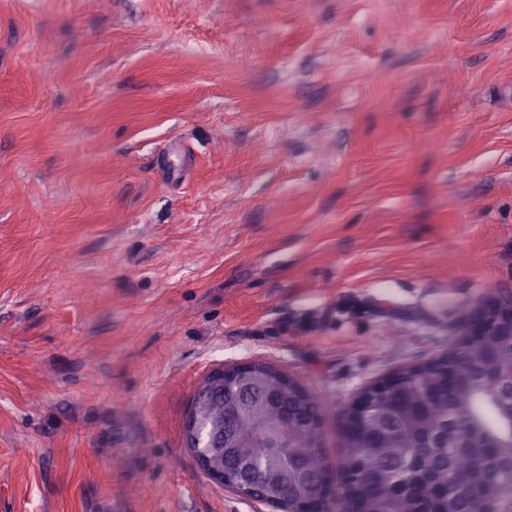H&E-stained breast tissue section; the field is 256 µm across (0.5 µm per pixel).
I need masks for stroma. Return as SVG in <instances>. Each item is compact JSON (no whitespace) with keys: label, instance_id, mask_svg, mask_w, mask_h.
<instances>
[{"label":"stroma","instance_id":"stroma-1","mask_svg":"<svg viewBox=\"0 0 512 512\" xmlns=\"http://www.w3.org/2000/svg\"><path fill=\"white\" fill-rule=\"evenodd\" d=\"M500 295L512 0H0V512H271L186 446L214 369L299 379L337 470Z\"/></svg>","mask_w":512,"mask_h":512}]
</instances>
